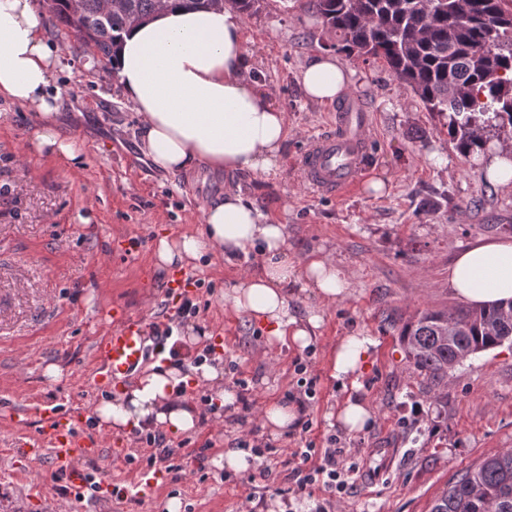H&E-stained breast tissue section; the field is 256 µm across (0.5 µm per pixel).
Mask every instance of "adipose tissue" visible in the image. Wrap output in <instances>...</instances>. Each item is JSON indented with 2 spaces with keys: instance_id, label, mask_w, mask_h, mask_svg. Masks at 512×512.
Masks as SVG:
<instances>
[{
  "instance_id": "adipose-tissue-1",
  "label": "adipose tissue",
  "mask_w": 512,
  "mask_h": 512,
  "mask_svg": "<svg viewBox=\"0 0 512 512\" xmlns=\"http://www.w3.org/2000/svg\"><path fill=\"white\" fill-rule=\"evenodd\" d=\"M244 42L241 15L225 6L168 7L124 31L114 68L141 120L140 150L155 168L179 174L202 163L259 175L275 169L288 126L270 93L246 80ZM59 57L34 0H0V99L33 106L39 118L34 148L77 166L83 145L61 135L60 94L52 88ZM299 81L308 97L322 103L336 101L349 84L346 68L330 54L302 60ZM254 252L261 256L260 270L228 284L227 297L266 326L271 340L307 347L322 323L321 306L344 301L349 278L324 257L294 263L285 225L270 222L255 202L226 193L204 209L202 229L156 236L153 255L157 269L170 271L208 254L233 264ZM448 285L475 308L512 299V239L461 251L448 268ZM298 287L318 300L300 314L291 306ZM374 345L368 336L343 337L333 353L334 378L357 381ZM192 377L206 381L221 404L232 403L221 365L204 363L186 373L170 367L148 373L97 407L100 426L126 433L156 426L175 435L193 431L197 417L178 392Z\"/></svg>"
}]
</instances>
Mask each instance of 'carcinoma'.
I'll use <instances>...</instances> for the list:
<instances>
[{
    "label": "carcinoma",
    "instance_id": "obj_1",
    "mask_svg": "<svg viewBox=\"0 0 512 512\" xmlns=\"http://www.w3.org/2000/svg\"><path fill=\"white\" fill-rule=\"evenodd\" d=\"M50 0L56 23L74 30L93 64L112 62L121 33L153 17L163 0ZM505 0H305L338 49L381 60L430 112L448 119V138L468 158L481 131L512 127V11ZM400 340L414 368L438 387L470 356L512 342V302L489 308L427 309ZM430 512H512V451L482 459L438 496Z\"/></svg>",
    "mask_w": 512,
    "mask_h": 512
}]
</instances>
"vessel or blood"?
<instances>
[{"label": "vessel or blood", "instance_id": "b4317fda", "mask_svg": "<svg viewBox=\"0 0 512 512\" xmlns=\"http://www.w3.org/2000/svg\"><path fill=\"white\" fill-rule=\"evenodd\" d=\"M373 121L355 99H348L336 112L328 130L309 139L299 157L304 183L315 193L336 197L354 189L360 182L373 154ZM152 325L145 319L121 309L112 311V327L94 345L97 372L95 385L119 387L133 380L145 365L159 357L161 337L152 335ZM44 424L38 436L22 443V450L49 446L56 462L67 466L73 492H82L84 475L70 468L76 455L100 454L99 439L82 438L67 415L50 408L42 411Z\"/></svg>", "mask_w": 512, "mask_h": 512}]
</instances>
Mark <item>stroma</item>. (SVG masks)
<instances>
[{
    "label": "stroma",
    "instance_id": "35a3bbf8",
    "mask_svg": "<svg viewBox=\"0 0 512 512\" xmlns=\"http://www.w3.org/2000/svg\"><path fill=\"white\" fill-rule=\"evenodd\" d=\"M250 68L247 79L272 93L288 121L274 174L223 173L198 166L170 174L140 151V119L121 93L116 72L92 69L74 37L47 26L62 53L55 83L61 89L64 122L85 143L84 163L73 169L30 146L35 123L27 107L0 101V512H54L65 500L67 480L50 454L20 456L19 442L42 425L37 406L51 404L72 414L79 434H98L99 456L73 465L99 485L127 487L125 499L108 493L84 497L82 512H239L251 500L256 512L276 502L292 512H312L324 497L295 498L285 478L286 451L298 447L300 421L309 419L317 446L328 436L345 443L349 461L375 481L357 478L338 512H429L433 500L458 475L484 457L512 449V345L477 353L448 374L446 392L420 375L399 341L403 322L425 309L452 311L463 302L448 285L455 255L482 239L512 236V187L491 182L473 160L448 140L444 117L421 100L381 62L342 56L352 72L349 97L375 122V156L365 176L387 182L384 195L358 184L345 197L307 189L297 167L311 135L334 120L336 105L308 99L297 67L307 57L335 53L336 38L299 0H256L244 14ZM442 164H434L432 154ZM238 189L287 227L288 253L333 261L350 278L347 300L322 307L323 323L307 348L269 341L265 330L225 298L227 282L258 271L249 258L235 265L216 257L190 262L192 292L200 312L191 325L206 328L222 358L224 388L234 371L249 379L256 404L245 422L210 412L207 385L190 384L187 401L196 429L168 435L182 458L184 476L146 484V446L132 435L98 430L95 409L112 396L91 382L92 349L112 325V309L161 320L170 276L153 262L157 226L171 235L199 230L202 211ZM372 337V358L357 382L336 380L332 357L349 335ZM316 380V396L301 409L298 425L272 434L265 408L295 389V362ZM56 366L58 378L47 376ZM361 398L372 417L359 432L344 431L336 414ZM420 417H413V409ZM271 443L269 480L251 472H224L211 460L247 430ZM393 449L389 463L375 451ZM42 483L46 498L27 496Z\"/></svg>",
    "mask_w": 512,
    "mask_h": 512
}]
</instances>
